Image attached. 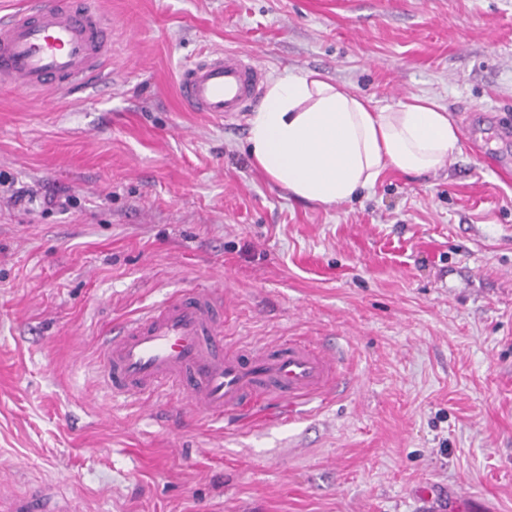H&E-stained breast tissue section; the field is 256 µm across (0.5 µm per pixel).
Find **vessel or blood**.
Returning a JSON list of instances; mask_svg holds the SVG:
<instances>
[{
  "instance_id": "b4317fda",
  "label": "vessel or blood",
  "mask_w": 512,
  "mask_h": 512,
  "mask_svg": "<svg viewBox=\"0 0 512 512\" xmlns=\"http://www.w3.org/2000/svg\"><path fill=\"white\" fill-rule=\"evenodd\" d=\"M112 57V31L94 0H28L0 16V87L22 95L84 87ZM264 68L227 51L181 70L179 95L192 112L228 119L255 103ZM331 351L295 338L252 346L224 341L221 291L177 292L109 333L99 371L113 399L186 394L211 420L258 406L296 409L339 381ZM0 512H71L55 485L0 483Z\"/></svg>"
}]
</instances>
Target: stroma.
<instances>
[{"label":"stroma","mask_w":512,"mask_h":512,"mask_svg":"<svg viewBox=\"0 0 512 512\" xmlns=\"http://www.w3.org/2000/svg\"><path fill=\"white\" fill-rule=\"evenodd\" d=\"M112 71L0 89V470L75 512H512V0H96ZM254 52L379 107L445 108L461 151L333 207L253 166L249 113L180 104L182 66ZM222 288L241 345L334 349L319 411L224 424L184 398L113 402L105 329Z\"/></svg>","instance_id":"obj_1"}]
</instances>
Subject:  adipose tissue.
I'll return each mask as SVG.
<instances>
[{"instance_id": "1", "label": "adipose tissue", "mask_w": 512, "mask_h": 512, "mask_svg": "<svg viewBox=\"0 0 512 512\" xmlns=\"http://www.w3.org/2000/svg\"><path fill=\"white\" fill-rule=\"evenodd\" d=\"M249 124L255 167L323 206L350 201L389 172L441 170L461 150L457 125L429 98L377 108L312 71L271 80Z\"/></svg>"}]
</instances>
